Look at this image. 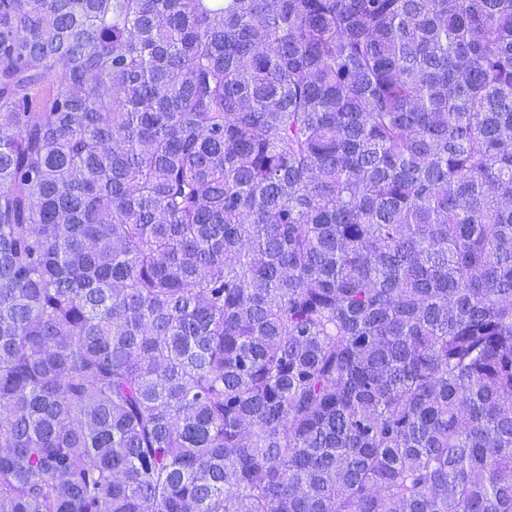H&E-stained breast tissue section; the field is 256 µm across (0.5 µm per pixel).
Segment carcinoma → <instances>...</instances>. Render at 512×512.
Returning a JSON list of instances; mask_svg holds the SVG:
<instances>
[{
  "label": "carcinoma",
  "mask_w": 512,
  "mask_h": 512,
  "mask_svg": "<svg viewBox=\"0 0 512 512\" xmlns=\"http://www.w3.org/2000/svg\"><path fill=\"white\" fill-rule=\"evenodd\" d=\"M0 512H512V0H0Z\"/></svg>",
  "instance_id": "obj_1"
}]
</instances>
